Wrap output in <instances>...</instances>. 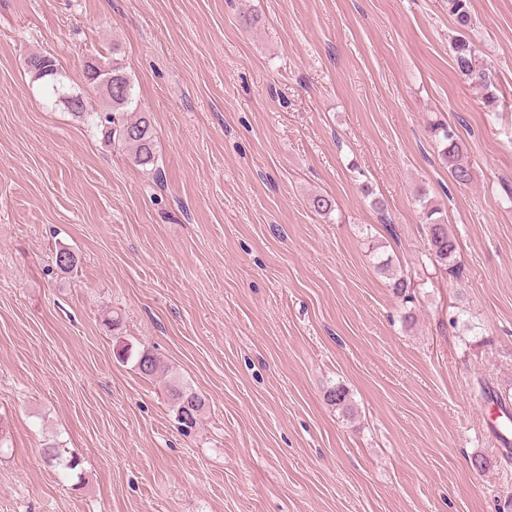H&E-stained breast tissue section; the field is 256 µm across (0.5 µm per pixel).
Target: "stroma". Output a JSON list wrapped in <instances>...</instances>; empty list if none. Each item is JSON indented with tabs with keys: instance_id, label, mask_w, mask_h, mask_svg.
Returning a JSON list of instances; mask_svg holds the SVG:
<instances>
[{
	"instance_id": "35a3bbf8",
	"label": "stroma",
	"mask_w": 512,
	"mask_h": 512,
	"mask_svg": "<svg viewBox=\"0 0 512 512\" xmlns=\"http://www.w3.org/2000/svg\"><path fill=\"white\" fill-rule=\"evenodd\" d=\"M470 3L463 30L448 0H0V512H512L475 396H512V0ZM36 52L91 101L116 57L161 178L43 104ZM172 376L205 400L187 433ZM451 49L456 69L461 76L472 83L487 86L486 70L472 42L460 35L452 41ZM431 134L441 146L440 156L448 167L452 180L459 186L468 185L473 178L472 168L464 156L463 144L455 132L443 123L433 124ZM424 196H420L419 202L421 203L424 214L426 215V235L428 241V250L430 260L436 266L445 271L446 274L456 273L454 267L455 255L457 250V242L454 234L449 230L447 224H442L441 217H434L440 214L439 208H435L432 202L425 201ZM423 199V200H422Z\"/></svg>"
}]
</instances>
